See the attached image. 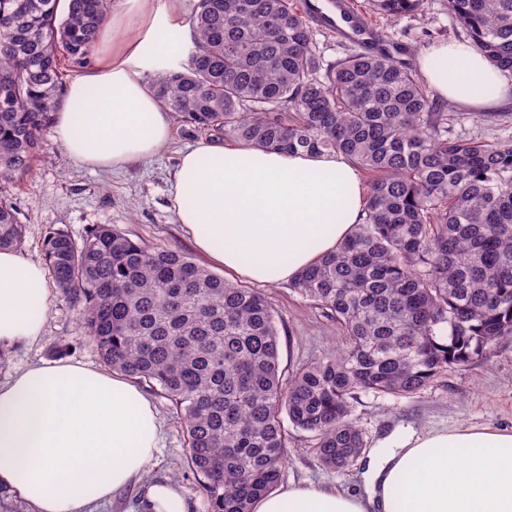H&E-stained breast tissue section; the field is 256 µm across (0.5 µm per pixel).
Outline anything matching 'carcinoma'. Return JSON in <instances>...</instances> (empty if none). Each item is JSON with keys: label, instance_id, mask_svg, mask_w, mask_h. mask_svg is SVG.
I'll return each instance as SVG.
<instances>
[{"label": "carcinoma", "instance_id": "1", "mask_svg": "<svg viewBox=\"0 0 512 512\" xmlns=\"http://www.w3.org/2000/svg\"><path fill=\"white\" fill-rule=\"evenodd\" d=\"M400 17L423 0H370ZM107 0H0V184L27 174L81 68ZM461 29L512 73V0H448ZM161 104L218 139L333 152L371 173L360 221L292 283L341 347L285 374L271 300L188 253L108 224L77 243L52 229L51 276L111 369L180 411L207 512H252L288 461L283 417L320 463L363 453L358 395L410 396L512 338V139L452 138L411 49L347 54L326 72L288 0H199L187 62L152 78ZM23 227L0 199V249Z\"/></svg>", "mask_w": 512, "mask_h": 512}]
</instances>
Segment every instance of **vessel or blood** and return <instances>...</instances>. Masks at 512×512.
<instances>
[{"mask_svg": "<svg viewBox=\"0 0 512 512\" xmlns=\"http://www.w3.org/2000/svg\"><path fill=\"white\" fill-rule=\"evenodd\" d=\"M307 10L317 26L337 41L366 47L379 38L377 29L366 15L355 10L352 0H309Z\"/></svg>", "mask_w": 512, "mask_h": 512, "instance_id": "obj_1", "label": "vessel or blood"}]
</instances>
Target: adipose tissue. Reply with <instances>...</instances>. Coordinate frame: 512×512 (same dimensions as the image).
<instances>
[{"instance_id": "ef3b65f1", "label": "adipose tissue", "mask_w": 512, "mask_h": 512, "mask_svg": "<svg viewBox=\"0 0 512 512\" xmlns=\"http://www.w3.org/2000/svg\"><path fill=\"white\" fill-rule=\"evenodd\" d=\"M186 36L180 0H118L94 57L54 114L53 139L73 162L122 168L167 146L172 116L145 77ZM448 102L499 106L506 80L472 45L420 55ZM365 190L333 154H285L202 140L183 152L171 208L197 251L262 284L294 281L351 232ZM52 303L47 270L0 250V353L40 340ZM152 402L124 376L44 362L0 381V486L31 512H86L141 479L159 448ZM140 512H188L175 481L146 486ZM254 512H512V431L398 429L378 441L363 490L291 484Z\"/></svg>"}]
</instances>
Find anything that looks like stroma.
I'll use <instances>...</instances> for the list:
<instances>
[{"label":"stroma","mask_w":512,"mask_h":512,"mask_svg":"<svg viewBox=\"0 0 512 512\" xmlns=\"http://www.w3.org/2000/svg\"><path fill=\"white\" fill-rule=\"evenodd\" d=\"M380 36L390 43L410 45L415 54L442 41L464 40L465 35L448 9V0H424L420 11L393 20L372 14ZM448 134L466 139L497 142L512 138V102L498 109L496 117L486 111L451 105L447 108ZM203 131L175 122L172 139L158 157L116 171H92L74 165L53 139L32 170L12 183L0 186V197L16 206L25 226L21 256L43 259L50 229L61 228L82 240L99 224H111L129 237L152 246L192 252L169 209L174 171L183 150L205 139ZM280 333L283 367L323 357L337 344L336 325L302 298L291 286L269 289ZM70 360L102 368L94 344L80 325L77 307L62 294H55L42 340L15 348L0 357V380L9 374L44 361ZM141 391L156 406L164 422L157 464L138 484L118 492L113 500L98 504L94 512H138L145 483L172 480L191 504V512H206L199 479L185 457V442L175 406L159 391L141 384ZM352 416L362 430L367 446L399 426L444 430L466 427L512 429V341L493 348L487 357L465 368L442 372L415 395L396 398L374 392L361 393ZM289 458L282 483L308 479L358 491L359 466L344 472L324 467L316 458L311 434L289 429Z\"/></svg>","instance_id":"obj_1"}]
</instances>
